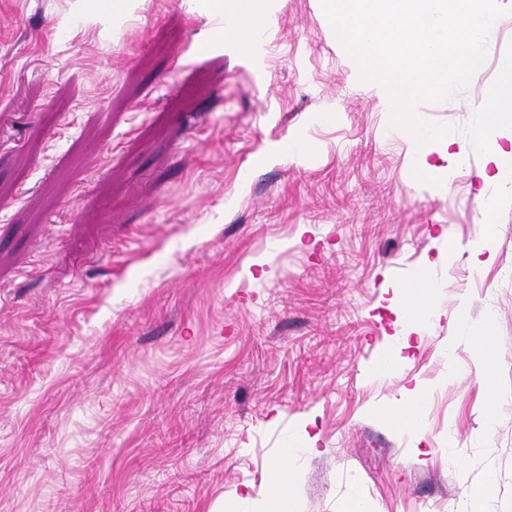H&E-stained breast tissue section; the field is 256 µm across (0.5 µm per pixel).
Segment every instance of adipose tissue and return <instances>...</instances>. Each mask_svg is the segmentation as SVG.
Returning a JSON list of instances; mask_svg holds the SVG:
<instances>
[{
    "mask_svg": "<svg viewBox=\"0 0 512 512\" xmlns=\"http://www.w3.org/2000/svg\"><path fill=\"white\" fill-rule=\"evenodd\" d=\"M326 17L360 68L384 96L392 127L411 145L415 171L425 182L450 188L470 156L482 159L474 177L483 219L481 245L495 236L494 215L512 203V62L500 65L475 107L480 120L466 140L432 125L420 111L421 99L442 94L450 83H472L483 71L488 45L499 22L512 13V0H325ZM224 28L250 51L263 31L267 13L262 0H214ZM439 147L442 164L429 163ZM433 285L417 277L393 285L388 299L396 319L395 336L408 342L438 318ZM294 448L282 449L271 470L277 497L265 500L260 512H283L284 496L296 486Z\"/></svg>",
    "mask_w": 512,
    "mask_h": 512,
    "instance_id": "adipose-tissue-1",
    "label": "adipose tissue"
}]
</instances>
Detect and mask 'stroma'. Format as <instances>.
I'll return each mask as SVG.
<instances>
[{
  "instance_id": "stroma-1",
  "label": "stroma",
  "mask_w": 512,
  "mask_h": 512,
  "mask_svg": "<svg viewBox=\"0 0 512 512\" xmlns=\"http://www.w3.org/2000/svg\"><path fill=\"white\" fill-rule=\"evenodd\" d=\"M217 17L0 0V512H255L303 430L287 512H512V205L475 267L480 158L416 181L322 0H269L249 53ZM506 57L512 15L429 122L466 139ZM421 272L439 319L401 350L385 288ZM416 385L423 430L393 428ZM492 326L493 314L489 313L483 325L473 327L470 330L473 349L479 355L490 351L492 343Z\"/></svg>"
}]
</instances>
